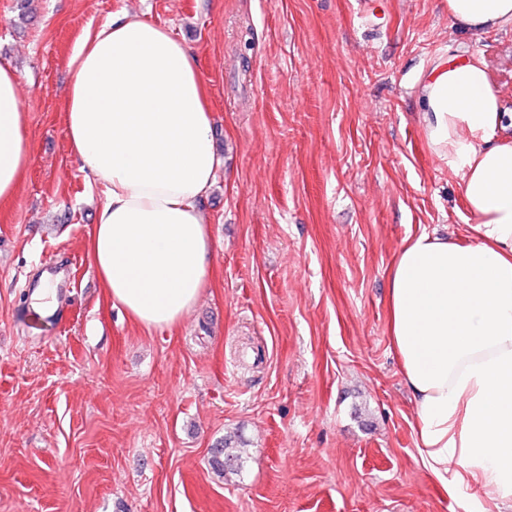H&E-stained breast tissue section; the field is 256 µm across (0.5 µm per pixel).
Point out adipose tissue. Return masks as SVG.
I'll use <instances>...</instances> for the list:
<instances>
[{"mask_svg":"<svg viewBox=\"0 0 512 512\" xmlns=\"http://www.w3.org/2000/svg\"><path fill=\"white\" fill-rule=\"evenodd\" d=\"M473 35L512 28V0H448ZM19 77L0 64V202L32 157ZM69 148L102 201L90 237L113 304L177 324L209 275L201 212L219 165L209 89L171 32L124 11L75 46L62 100ZM481 56L434 64L422 88L429 145L475 222L403 241L390 268L389 335L415 406L423 468L466 512L512 502V139Z\"/></svg>","mask_w":512,"mask_h":512,"instance_id":"1","label":"adipose tissue"}]
</instances>
